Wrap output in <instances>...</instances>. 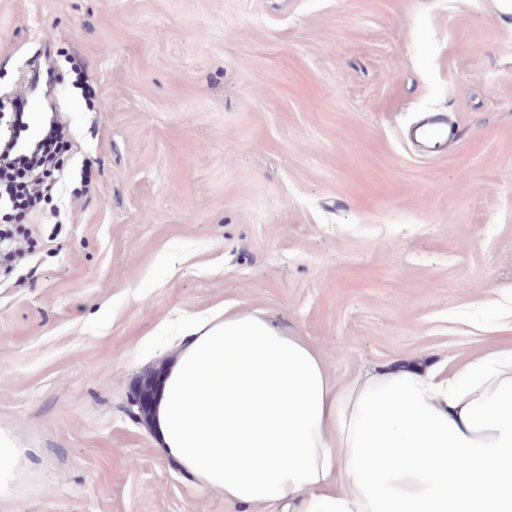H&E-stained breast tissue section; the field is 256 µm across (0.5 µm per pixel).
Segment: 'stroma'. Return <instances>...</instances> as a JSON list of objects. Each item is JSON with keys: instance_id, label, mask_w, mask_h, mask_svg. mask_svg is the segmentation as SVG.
<instances>
[{"instance_id": "1", "label": "stroma", "mask_w": 512, "mask_h": 512, "mask_svg": "<svg viewBox=\"0 0 512 512\" xmlns=\"http://www.w3.org/2000/svg\"><path fill=\"white\" fill-rule=\"evenodd\" d=\"M53 61L71 138L0 273V512H253L136 401L189 321L263 310L349 379L512 332V22L495 0H0V95ZM460 130L422 154L409 126ZM30 237L19 235L8 229L0 230V267L8 268L13 264L27 259L31 253ZM22 451L7 431H0V499L11 495Z\"/></svg>"}]
</instances>
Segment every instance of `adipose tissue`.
<instances>
[{"label":"adipose tissue","mask_w":512,"mask_h":512,"mask_svg":"<svg viewBox=\"0 0 512 512\" xmlns=\"http://www.w3.org/2000/svg\"><path fill=\"white\" fill-rule=\"evenodd\" d=\"M151 424L256 512H512V348L340 381L304 338L228 307L183 335Z\"/></svg>","instance_id":"1"}]
</instances>
